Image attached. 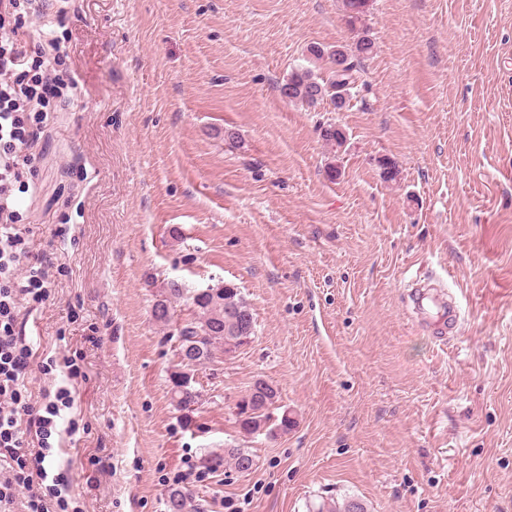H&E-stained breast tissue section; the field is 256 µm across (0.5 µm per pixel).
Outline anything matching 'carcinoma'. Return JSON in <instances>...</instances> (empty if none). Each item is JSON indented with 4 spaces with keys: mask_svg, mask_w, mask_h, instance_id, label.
Returning <instances> with one entry per match:
<instances>
[{
    "mask_svg": "<svg viewBox=\"0 0 512 512\" xmlns=\"http://www.w3.org/2000/svg\"><path fill=\"white\" fill-rule=\"evenodd\" d=\"M374 44L360 37L351 45H338L332 51V67L328 77H321L309 68L296 69L281 84V95L290 102L308 108L323 102L331 103L341 110L349 105L351 89L359 81L364 58L373 53ZM322 139L338 149L346 142L345 132L331 125L324 128ZM185 300L193 306L190 318L175 319L173 303ZM152 316L163 327H173L171 337L177 340V349L200 366L213 360L216 352L230 354L242 346L240 336L255 335V324L251 308L240 295L238 288L224 283L212 288L184 291L173 283L167 294L152 306ZM171 395L180 411L188 413L201 400V391L195 387V374L178 361L170 374ZM278 401V391L265 380H255L253 385L236 404L235 423L247 435L269 434L273 430L283 433L293 426V418L288 411L274 415ZM224 464L241 472L250 470L254 460L245 448L224 449ZM192 494L188 490L174 489L167 500L168 512H185ZM312 512H367L365 503L359 499H346L340 505L326 506L322 503Z\"/></svg>",
    "mask_w": 512,
    "mask_h": 512,
    "instance_id": "cac0c4a2",
    "label": "carcinoma"
}]
</instances>
